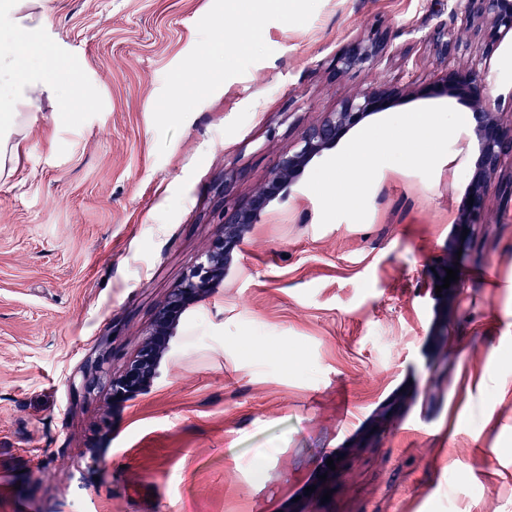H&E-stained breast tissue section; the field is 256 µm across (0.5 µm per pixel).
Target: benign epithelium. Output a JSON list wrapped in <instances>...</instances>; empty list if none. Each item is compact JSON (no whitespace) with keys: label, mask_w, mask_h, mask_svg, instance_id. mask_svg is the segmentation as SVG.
<instances>
[{"label":"benign epithelium","mask_w":512,"mask_h":512,"mask_svg":"<svg viewBox=\"0 0 512 512\" xmlns=\"http://www.w3.org/2000/svg\"><path fill=\"white\" fill-rule=\"evenodd\" d=\"M471 31L479 36V55L488 56L507 34L512 33V0H466L464 8L452 14L450 24L438 28L430 39V45L438 57L446 59L459 50L458 35ZM391 43L389 32L376 31L347 46L336 56L334 75L341 76L354 69L374 65ZM432 88L439 92L458 90L469 100L479 141V162L467 192L474 202L471 205L462 202L461 223L483 224L486 222L488 182L497 173L503 158L512 155V124H504L498 110L491 107L484 76L475 64L437 77ZM404 97V88L377 86L346 99L339 109L304 131L293 149L279 157L246 205L224 210V225L220 226L208 249L197 258L179 286L158 308L149 340L124 374L111 381L112 397L123 398L132 394L144 385L148 377L157 376L155 360L159 349L169 345L168 337L173 335L186 310L205 297L215 287L216 281L224 277V259L232 254L240 229L256 223L271 202L285 198L286 188L298 179L315 157L333 148L347 131Z\"/></svg>","instance_id":"7a95c632"}]
</instances>
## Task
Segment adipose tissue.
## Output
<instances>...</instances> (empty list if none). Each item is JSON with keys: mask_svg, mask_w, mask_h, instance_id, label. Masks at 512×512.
Here are the masks:
<instances>
[{"mask_svg": "<svg viewBox=\"0 0 512 512\" xmlns=\"http://www.w3.org/2000/svg\"><path fill=\"white\" fill-rule=\"evenodd\" d=\"M49 24L43 0H0V39L10 46L0 54V175L13 172L25 149L23 138L11 135L20 125L17 105L46 93L67 95L58 68L33 61Z\"/></svg>", "mask_w": 512, "mask_h": 512, "instance_id": "1", "label": "adipose tissue"}]
</instances>
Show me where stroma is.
Instances as JSON below:
<instances>
[{
    "label": "stroma",
    "instance_id": "35a3bbf8",
    "mask_svg": "<svg viewBox=\"0 0 512 512\" xmlns=\"http://www.w3.org/2000/svg\"><path fill=\"white\" fill-rule=\"evenodd\" d=\"M46 5L40 55L73 114L20 103L25 151L0 178V512H512V198L490 185L463 228L477 137L458 98L425 95L475 54L427 42L462 0ZM377 29L391 53L333 76ZM479 67L512 118V42ZM375 84L412 94L242 231L159 377L121 400L85 387L87 361L117 376L136 355L225 202ZM422 112L440 125L414 159Z\"/></svg>",
    "mask_w": 512,
    "mask_h": 512
}]
</instances>
